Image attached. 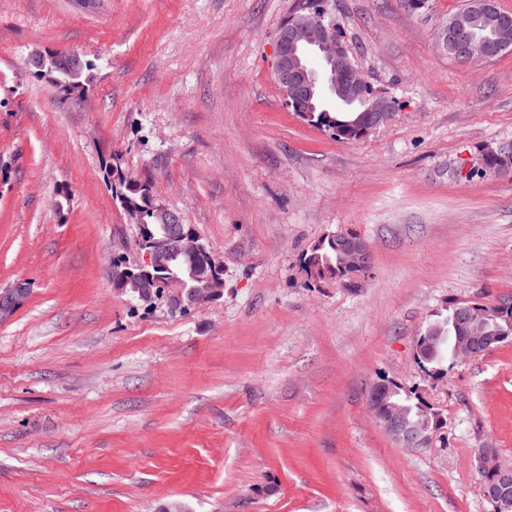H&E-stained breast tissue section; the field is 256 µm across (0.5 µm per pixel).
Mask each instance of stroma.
<instances>
[{
	"mask_svg": "<svg viewBox=\"0 0 512 512\" xmlns=\"http://www.w3.org/2000/svg\"><path fill=\"white\" fill-rule=\"evenodd\" d=\"M465 0H328L392 120L347 142L288 108L281 24L302 0H0V512H492L476 463L512 466V340L440 378L416 357L448 306L512 296V52L439 40ZM81 54L84 97L34 55ZM120 165L193 225L224 295L171 314L112 284L137 227ZM333 232L371 249L311 283ZM387 379L447 424L400 448L368 409ZM494 151L482 153V163L481 167L477 170V172L487 175V174H497L501 172H506L512 169V151L511 152H501L507 151L511 148V143L503 144L497 146ZM499 148V150H498ZM337 233L328 234L316 241L306 252L302 268L308 280L326 282L343 281L349 284L364 271L347 266L338 250ZM28 284L18 282L13 288L0 291V321L9 320L28 294Z\"/></svg>",
	"mask_w": 512,
	"mask_h": 512,
	"instance_id": "stroma-1",
	"label": "stroma"
}]
</instances>
